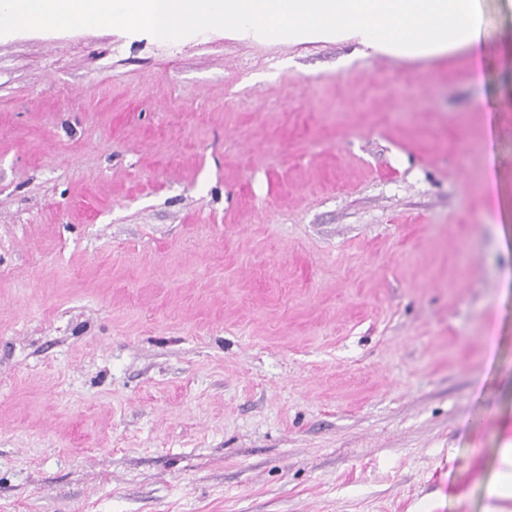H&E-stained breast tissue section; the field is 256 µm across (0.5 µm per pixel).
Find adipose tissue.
Here are the masks:
<instances>
[{
    "instance_id": "obj_1",
    "label": "adipose tissue",
    "mask_w": 512,
    "mask_h": 512,
    "mask_svg": "<svg viewBox=\"0 0 512 512\" xmlns=\"http://www.w3.org/2000/svg\"><path fill=\"white\" fill-rule=\"evenodd\" d=\"M114 22L149 26L169 37L203 23L289 40L333 35L364 54L422 57L462 50L472 75L488 58L482 0H0V28Z\"/></svg>"
}]
</instances>
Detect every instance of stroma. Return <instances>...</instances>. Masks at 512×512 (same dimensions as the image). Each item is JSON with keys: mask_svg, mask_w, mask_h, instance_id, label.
<instances>
[{"mask_svg": "<svg viewBox=\"0 0 512 512\" xmlns=\"http://www.w3.org/2000/svg\"><path fill=\"white\" fill-rule=\"evenodd\" d=\"M499 2L478 81L219 24L0 30V512H484Z\"/></svg>", "mask_w": 512, "mask_h": 512, "instance_id": "obj_1", "label": "stroma"}]
</instances>
